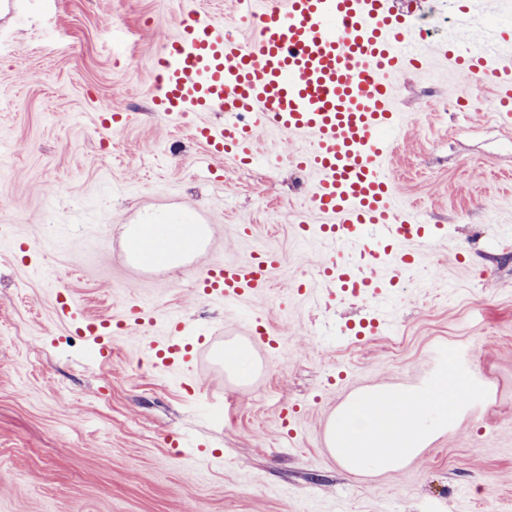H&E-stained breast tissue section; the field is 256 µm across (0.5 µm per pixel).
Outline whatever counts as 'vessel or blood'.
Instances as JSON below:
<instances>
[{
    "mask_svg": "<svg viewBox=\"0 0 512 512\" xmlns=\"http://www.w3.org/2000/svg\"><path fill=\"white\" fill-rule=\"evenodd\" d=\"M252 41H243L223 22L188 13L176 35L164 38L156 63V111L188 116L220 112L224 121L193 126L194 138L216 157L239 165L255 162L260 132L274 131L304 143L295 163L314 177L311 206L324 217L319 230L332 243L358 245L356 262L338 254L323 257L318 272L337 293L378 298L388 273L417 265L410 244L432 238L433 230L401 206L388 169L392 134L403 125L396 112L399 77L422 70L426 59L412 37V14L395 0H236ZM450 35L437 44L458 80L492 73L498 121L512 126V40L494 39L483 54L470 28L465 0H448ZM274 254L206 266L198 286L227 303L263 296L277 265ZM63 319H77L72 296L56 300ZM77 332L99 337L109 328L153 323L141 301L127 303L117 321L77 319ZM162 341L149 345L153 366L187 363L190 321L167 320Z\"/></svg>",
    "mask_w": 512,
    "mask_h": 512,
    "instance_id": "obj_1",
    "label": "vessel or blood"
}]
</instances>
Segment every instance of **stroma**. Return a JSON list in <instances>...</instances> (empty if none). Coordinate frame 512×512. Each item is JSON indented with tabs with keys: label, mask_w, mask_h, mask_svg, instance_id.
Here are the masks:
<instances>
[{
	"label": "stroma",
	"mask_w": 512,
	"mask_h": 512,
	"mask_svg": "<svg viewBox=\"0 0 512 512\" xmlns=\"http://www.w3.org/2000/svg\"><path fill=\"white\" fill-rule=\"evenodd\" d=\"M190 10L253 37L234 0H11L0 15V512H512V128L490 108L493 77L457 85L430 49L426 71L398 80L392 179L444 232L373 306L337 296L317 240L293 229L312 182L295 144L259 134L242 168L192 136L223 114L154 112L159 31ZM181 212L210 229L190 262H128L127 225ZM255 252L279 257L264 297L198 294L199 266ZM65 289L92 318L138 297L208 344L183 376L149 364L132 332L94 359L56 315ZM375 315L386 333L347 335ZM257 320L277 349L250 340ZM228 342L252 352L245 384L224 370ZM443 346L469 352L487 398L405 467L346 472L324 441L332 413L363 389L421 384ZM180 437L197 461L173 454Z\"/></svg>",
	"instance_id": "35a3bbf8"
}]
</instances>
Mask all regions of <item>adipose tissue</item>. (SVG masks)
Segmentation results:
<instances>
[{"label": "adipose tissue", "instance_id": "adipose-tissue-1", "mask_svg": "<svg viewBox=\"0 0 512 512\" xmlns=\"http://www.w3.org/2000/svg\"><path fill=\"white\" fill-rule=\"evenodd\" d=\"M208 238V228L199 224L191 226L179 219H158L134 225L129 230L132 253H141L140 245L148 241L152 249L143 253L145 262L177 266L192 253L200 250Z\"/></svg>", "mask_w": 512, "mask_h": 512}]
</instances>
